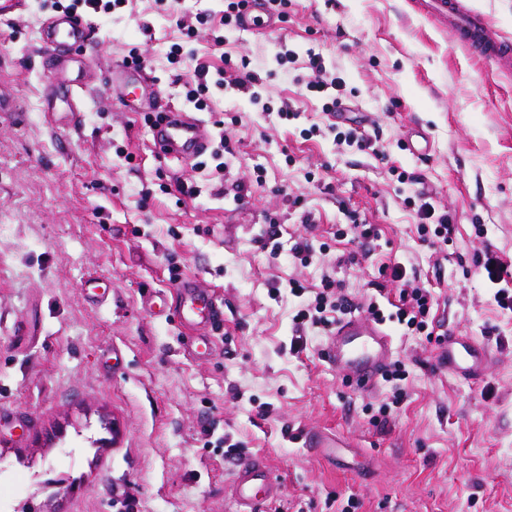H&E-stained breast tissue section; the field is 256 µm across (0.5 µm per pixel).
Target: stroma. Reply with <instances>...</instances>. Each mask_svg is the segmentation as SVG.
I'll use <instances>...</instances> for the list:
<instances>
[{
  "label": "stroma",
  "instance_id": "35a3bbf8",
  "mask_svg": "<svg viewBox=\"0 0 512 512\" xmlns=\"http://www.w3.org/2000/svg\"><path fill=\"white\" fill-rule=\"evenodd\" d=\"M223 9L224 0H127L89 17L97 67L138 49L167 107L183 105L196 60L249 59L261 102L211 92L234 146L220 181L154 154L142 113L105 82L85 94L81 125L49 121L36 62L41 0L0 16V91L26 114L18 124L0 117V485L27 477L19 499L31 512H238L227 490L234 461L208 446L215 435L278 474L281 497L261 512H340L350 500L357 512H512V312L476 268L484 251L512 256V70L474 57L417 0H292L271 33L222 26ZM183 23L197 36L172 64ZM312 50L344 79L377 155L309 135L331 121L307 90ZM284 100L299 119L278 116ZM176 178L198 182L200 196L179 204L160 192ZM236 183L247 189L240 202ZM423 190L456 226L447 252L420 240ZM298 197L313 227L301 224ZM355 213L378 235L352 265L353 244L336 231ZM273 218L275 258L261 242ZM300 234L316 247L306 264L290 253ZM396 261L429 289L444 329L486 342L493 365L479 380L454 377L438 368L436 343L389 324L407 398L382 424L374 416L393 383L350 385L326 362L319 329L290 352L300 300L284 286L315 289L329 275L360 301ZM90 275L111 281L105 303L87 298ZM187 276L224 303L207 358L172 317L143 308L150 291L175 294ZM302 425L345 448L328 457L289 442Z\"/></svg>",
  "mask_w": 512,
  "mask_h": 512
}]
</instances>
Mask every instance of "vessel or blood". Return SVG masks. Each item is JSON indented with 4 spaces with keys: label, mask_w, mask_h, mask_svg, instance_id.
Segmentation results:
<instances>
[{
    "label": "vessel or blood",
    "mask_w": 512,
    "mask_h": 512,
    "mask_svg": "<svg viewBox=\"0 0 512 512\" xmlns=\"http://www.w3.org/2000/svg\"><path fill=\"white\" fill-rule=\"evenodd\" d=\"M426 4L470 52L502 69L512 68V41L498 34L486 14L465 6L461 0H426ZM238 27L243 31H274L279 29L280 22L261 0H248L240 12ZM94 39L95 31L88 21L62 12L43 19L37 31L40 66L47 76L42 83L44 103L49 106L57 100L65 101L73 124L81 118V98L91 80V67L81 50ZM106 80L114 86H139L143 83L142 70L119 64L108 72ZM211 146L208 123L197 112L170 109L164 122L153 131L154 151L181 162L197 159ZM145 308L156 316L173 313L182 329L197 334L224 323L223 303L193 278L178 282L176 303H169L166 293L158 290L147 295ZM439 354L449 373L466 379L481 378L490 363L478 341L453 333L448 334ZM392 355L390 333L382 324L362 315H351L339 322L326 348L329 363L362 390L375 387ZM293 439L301 447L319 448L327 455L335 454L339 446L332 433L301 429ZM231 493L239 512H255L258 506L272 504L279 498L281 482L262 457L248 455L235 466Z\"/></svg>",
    "instance_id": "1"
}]
</instances>
